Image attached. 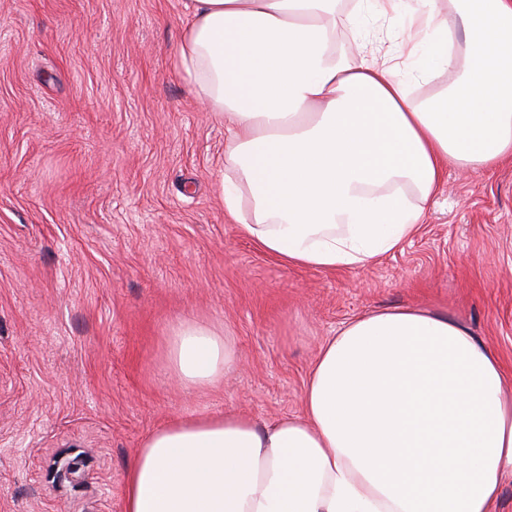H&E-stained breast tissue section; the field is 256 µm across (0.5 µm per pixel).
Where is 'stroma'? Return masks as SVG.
Wrapping results in <instances>:
<instances>
[{
  "instance_id": "35a3bbf8",
  "label": "stroma",
  "mask_w": 512,
  "mask_h": 512,
  "mask_svg": "<svg viewBox=\"0 0 512 512\" xmlns=\"http://www.w3.org/2000/svg\"><path fill=\"white\" fill-rule=\"evenodd\" d=\"M186 2L0 0V512H124L149 434L301 413L322 345L378 310L447 316L512 373V160L448 168L402 250L285 265L224 212V123L176 67ZM185 320L233 344L216 386L171 374Z\"/></svg>"
}]
</instances>
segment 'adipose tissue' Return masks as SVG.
Segmentation results:
<instances>
[{
	"mask_svg": "<svg viewBox=\"0 0 512 512\" xmlns=\"http://www.w3.org/2000/svg\"><path fill=\"white\" fill-rule=\"evenodd\" d=\"M398 24L401 63L358 19ZM224 122V209L285 264L355 268L417 231L448 165L512 158V0H190L176 56ZM452 79L429 97L411 81ZM169 365L188 388L236 363L181 322ZM303 413L180 418L125 476V512H494L512 477V376L456 321L415 309L344 324Z\"/></svg>",
	"mask_w": 512,
	"mask_h": 512,
	"instance_id": "obj_1",
	"label": "adipose tissue"
}]
</instances>
